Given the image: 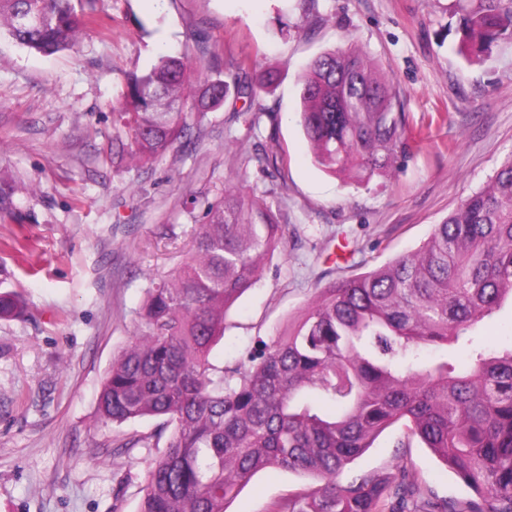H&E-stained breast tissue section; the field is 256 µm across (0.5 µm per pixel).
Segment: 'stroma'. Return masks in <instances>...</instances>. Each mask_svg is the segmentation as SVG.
I'll return each instance as SVG.
<instances>
[{
  "instance_id": "obj_1",
  "label": "stroma",
  "mask_w": 512,
  "mask_h": 512,
  "mask_svg": "<svg viewBox=\"0 0 512 512\" xmlns=\"http://www.w3.org/2000/svg\"><path fill=\"white\" fill-rule=\"evenodd\" d=\"M95 12L76 45L44 56L0 37V179L16 214L0 220V279L24 315L0 320V512H138L164 451L160 422L104 424L97 398L113 358L135 341L149 279L190 248L225 180L265 193L285 247L232 307L211 351L239 364L275 340L316 288L417 248L459 201L512 154V41L459 53L453 0H74ZM353 44L392 76L410 149L368 186L314 165L298 124V77L319 53ZM186 54L211 79L274 83L229 92L192 129L189 147L147 165L112 159V114L130 73ZM265 109L257 127L243 114ZM276 156V165L263 156ZM473 336L512 346V304ZM407 465L425 496L462 502L467 488L402 424L386 429L351 472ZM310 479L257 473L227 512H269Z\"/></svg>"
}]
</instances>
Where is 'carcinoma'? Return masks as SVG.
I'll use <instances>...</instances> for the list:
<instances>
[{"mask_svg":"<svg viewBox=\"0 0 512 512\" xmlns=\"http://www.w3.org/2000/svg\"><path fill=\"white\" fill-rule=\"evenodd\" d=\"M459 51L491 53L512 40V0H455ZM89 17L72 0H0V33L36 53L71 49ZM192 66L162 56L127 78L116 145L147 164L185 137L188 114L220 107L224 80L204 81L189 103ZM300 124L321 170L366 186L406 152L407 116L392 81L359 47L322 52L299 79ZM14 189L0 183V220ZM288 227L256 193L224 188L177 267L150 279L138 341L121 351L98 397L104 423L163 420L166 449L151 465L138 512H226L260 471L318 485L272 512H512V346L499 351L470 331L512 298V155L462 199L415 250L316 289L314 302L248 362L213 365L233 304L257 282ZM0 319L25 308L1 287ZM438 354L429 359L428 348ZM334 403L323 417L301 399ZM401 422L474 492L467 502L408 508L420 493L406 467L343 474Z\"/></svg>","mask_w":512,"mask_h":512,"instance_id":"obj_1","label":"carcinoma"}]
</instances>
